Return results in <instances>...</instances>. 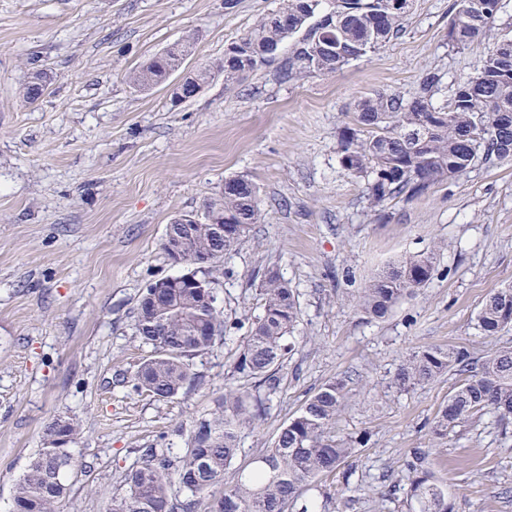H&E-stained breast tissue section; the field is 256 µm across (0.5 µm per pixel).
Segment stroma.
<instances>
[{"label": "stroma", "mask_w": 512, "mask_h": 512, "mask_svg": "<svg viewBox=\"0 0 512 512\" xmlns=\"http://www.w3.org/2000/svg\"><path fill=\"white\" fill-rule=\"evenodd\" d=\"M452 3L411 0L398 37L336 74L288 82L274 63L228 85L215 70L225 47L281 0H0V512H13L16 484L55 417L81 426L59 512H107L144 449L181 452L226 384L251 389L229 375L243 327L194 358L199 383L176 398L130 386L147 353L135 335L138 299L183 272L163 250L167 225L202 213L241 175L258 186L260 213L224 261L232 278L215 285L223 317L243 324L259 314L258 282L275 266L301 319L277 394L241 434L237 465L272 447L338 376L348 402L336 435L368 438L351 463L370 490L345 512H408L385 492L416 448L431 449L454 512H512V421L485 414L436 450L431 422L455 377L393 383L424 347L512 349V328L485 337L476 326L486 296L512 285V161L475 164L377 209L338 153L361 99L415 96L431 71L442 107L480 67L487 44L448 40ZM190 34L196 50L182 76L214 70L196 96L175 103L170 88L128 84L130 71ZM38 74L46 89L30 104L23 90ZM431 248L428 287L385 320H365L354 294Z\"/></svg>", "instance_id": "stroma-1"}]
</instances>
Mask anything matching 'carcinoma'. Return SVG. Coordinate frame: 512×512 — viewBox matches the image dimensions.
<instances>
[{
    "label": "carcinoma",
    "instance_id": "obj_1",
    "mask_svg": "<svg viewBox=\"0 0 512 512\" xmlns=\"http://www.w3.org/2000/svg\"><path fill=\"white\" fill-rule=\"evenodd\" d=\"M385 0H283L274 13L261 18L224 49L217 71L233 84L277 59L279 47L302 29L292 55L281 64L285 80L309 74L331 75L345 64L383 47L402 31L406 12H387ZM500 0H454L448 39L456 45L493 41L481 67L456 84L443 107L432 101L439 78L428 74L422 93L413 98L377 94L360 100L353 126L340 137V162L349 173L367 182V196L376 208L388 200L426 194L445 178L465 172L481 160H512V39L499 38L492 23ZM192 39L176 42L129 75L138 90L163 84L181 69L192 51ZM211 77L199 70L174 88L184 100L196 95ZM259 216V192L247 177L224 181V193L209 201L198 222L190 226L186 254L209 263L200 273L202 287L185 288L179 276L161 285L163 299L144 313L145 289L135 313L140 343L150 348L134 376L133 388L159 400L173 399L197 380L193 358L210 351L221 333L242 324H226L219 305L209 309L203 294L228 275L223 258L241 244ZM224 224V240L214 237V225ZM434 251L409 256L377 274L357 297L367 320H384L400 300L428 285L435 272ZM262 311L248 326L246 343L233 361L231 376L255 380L274 394L277 370L296 345L294 336L301 308L296 291L278 270L270 268L260 283ZM485 336L512 327V286L493 291L477 315ZM459 382L448 394L431 426L434 446H440L463 423L494 412L502 421L512 417V349L479 359L457 346H430L414 352L400 365L394 383L401 388L426 385L448 373ZM346 399V381L323 383L300 412L279 431L274 445L257 454L251 467H236L238 438L261 417L263 402L252 393L228 386L220 411L198 421L188 448L172 456L149 449L140 465L125 477V492L112 499L108 512H288L303 492L318 482L342 475V495L322 492L323 512H343L345 500L366 494L368 486L342 469L364 446L365 437L336 438V420ZM80 425L68 417L54 419L44 430L45 448L31 460L14 493L15 512H56L66 493L65 478L72 466L69 449L55 447L63 435L73 443ZM430 450L417 448L407 461L406 499L413 512H453L448 488L428 467Z\"/></svg>",
    "mask_w": 512,
    "mask_h": 512
}]
</instances>
